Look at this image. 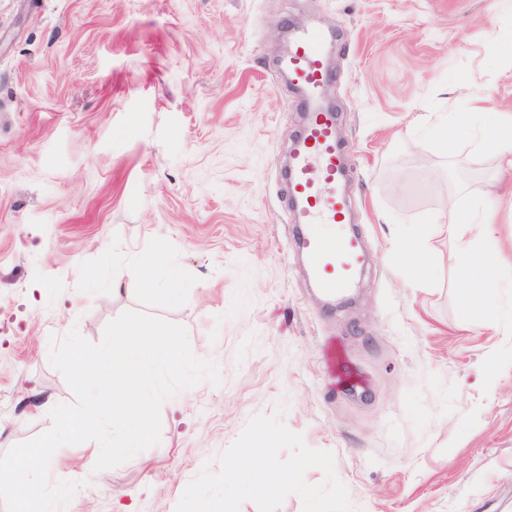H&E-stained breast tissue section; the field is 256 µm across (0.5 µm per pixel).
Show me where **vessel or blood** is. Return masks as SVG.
Segmentation results:
<instances>
[{
    "instance_id": "1",
    "label": "vessel or blood",
    "mask_w": 512,
    "mask_h": 512,
    "mask_svg": "<svg viewBox=\"0 0 512 512\" xmlns=\"http://www.w3.org/2000/svg\"><path fill=\"white\" fill-rule=\"evenodd\" d=\"M323 43L318 30L296 32L284 60L291 84L303 94L304 112L286 179L309 277L318 290L339 294L353 288L363 249L345 229L350 201L345 194L346 150L337 136L338 116L320 102L332 79Z\"/></svg>"
}]
</instances>
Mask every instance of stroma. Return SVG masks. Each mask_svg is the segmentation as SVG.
<instances>
[{
  "label": "stroma",
  "instance_id": "obj_1",
  "mask_svg": "<svg viewBox=\"0 0 512 512\" xmlns=\"http://www.w3.org/2000/svg\"><path fill=\"white\" fill-rule=\"evenodd\" d=\"M297 21L336 34L327 94L370 252L339 311L293 245L281 175ZM511 29L512 0H0V454L74 400L51 337L97 343L138 311L185 327L221 383L165 402L160 443L117 467L85 471L90 441L57 451L51 472L81 483L61 512H176L274 412L333 454L353 512H512V276L464 304L457 256L483 232L433 227L498 161L468 128L445 151L428 136L442 113H512V51L493 45ZM398 247L423 253V283ZM157 249L167 290L137 289L126 272Z\"/></svg>",
  "mask_w": 512,
  "mask_h": 512
}]
</instances>
